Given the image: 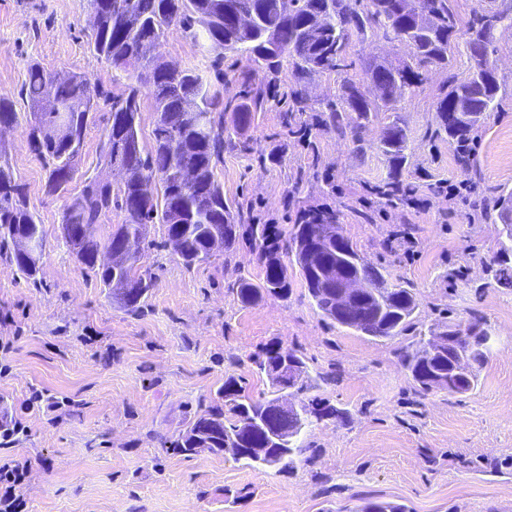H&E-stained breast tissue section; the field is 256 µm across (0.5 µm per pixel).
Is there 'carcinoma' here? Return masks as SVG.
<instances>
[{
    "label": "carcinoma",
    "instance_id": "1",
    "mask_svg": "<svg viewBox=\"0 0 512 512\" xmlns=\"http://www.w3.org/2000/svg\"><path fill=\"white\" fill-rule=\"evenodd\" d=\"M97 22L91 28L90 47L115 72L139 69L136 83L119 94H103L80 73L54 83L51 72L38 64L28 69L25 97L37 120L29 129L31 151L40 158L49 174L46 194L68 191L74 178L73 161L84 143L89 114L94 100L104 97L108 106L100 160L118 169L122 180L117 185L98 179L87 181L82 191L71 198L61 223L66 231L60 238L77 263L92 271L104 288L116 279L127 281L119 293L120 304L140 309L144 306L153 277L140 266L141 251L150 224L165 226V242L177 240L178 257L192 268L220 252L231 250L247 238L260 250L264 276L255 283L242 277L235 293L246 306L257 305L267 297H288V270L282 262L279 244L272 238L271 225L252 224L246 230L236 224L233 204L224 199V187L216 167L224 153V92L214 88L191 68L169 64L156 49L170 27L188 28L196 20L204 30L193 34L200 46L213 42L224 50L249 57L259 68L275 76L283 59L291 63L298 79L333 72L343 66L351 37L380 33L408 43L410 60L395 65L376 62L367 69V79L377 95L371 100L357 87L349 86L345 108L335 104L326 108L321 123L343 132L341 112H352L359 133L379 112L395 109L396 103L413 94L422 82L423 72L450 64L456 40L465 37L469 57L474 61L470 78L445 93L436 106L437 131L454 146L463 166L471 162V144L487 113L498 109L500 89L497 69L488 60L495 31L512 26V10H485L461 25L453 0H427L429 15L420 20L413 0H89ZM149 87L155 103V122L150 147L140 140L139 86ZM69 108L71 118L61 130V113L44 112L48 95ZM260 98L235 106L234 124L246 128ZM382 148L395 166L407 161V135L391 124L386 128ZM158 181L154 193L143 190V181ZM503 223L499 247L489 271L504 288H512V192L507 200L497 201ZM114 210L124 213L120 224L101 232L104 218ZM43 234L36 215L30 210L25 184L0 162V255L8 257L16 274L36 282L38 254ZM286 253L294 256L308 294L325 318L376 339L392 338L413 326L418 309L416 295L409 288L394 287L377 268L364 263L358 249L345 237L332 212H319L313 220L295 224L288 238ZM361 276L370 292L357 302L350 316L336 311V284L350 275ZM481 317L465 324L450 322L459 336L458 351L432 353L433 339L419 341V347L405 351L401 364L415 388L423 393L449 389L465 394L477 387L478 376L489 350L491 336ZM466 360L462 383L448 388L437 381L440 374L459 358ZM285 359L297 364V378H283L278 371ZM256 371L269 379L271 390L253 398L233 374L219 388L221 402L202 403L194 419L175 436H158L160 450L180 455H195L206 448L212 454L229 453L234 460H245L253 467L264 465L280 470L295 468L309 460L311 451L306 434L322 422L339 423L346 411L330 400L311 394L327 378L312 376L305 359L295 350L271 345L253 356ZM293 388L300 397V411L283 415L280 426L290 430L282 444H276L256 419L274 408L280 393ZM267 449L265 463L257 462L249 449ZM359 512H406L402 504L368 501Z\"/></svg>",
    "mask_w": 512,
    "mask_h": 512
}]
</instances>
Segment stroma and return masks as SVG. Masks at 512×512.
<instances>
[{"label": "stroma", "instance_id": "stroma-1", "mask_svg": "<svg viewBox=\"0 0 512 512\" xmlns=\"http://www.w3.org/2000/svg\"><path fill=\"white\" fill-rule=\"evenodd\" d=\"M88 16L87 0H0V97L18 113L0 146L27 186L44 236L37 282L19 279L0 259V341L10 345L0 351V416L26 429L24 438L0 446V465L28 466L25 512H356L368 500L408 512H512V288L485 270L503 228L495 202L512 190V27L495 34L490 58L500 105L479 128L468 169L435 133L439 97L470 74L465 48L455 49L448 67L430 70L395 112L379 113L357 144L316 125L303 137L291 133V71L282 69L273 83L245 57L199 47L193 35L201 22L172 26L158 47L164 60L223 82L226 98L246 85L265 95L243 130H235L232 113L224 115L216 172L242 224L271 220L285 235L299 212L327 208L370 264L414 289L416 330L374 339L324 319L293 264L286 298L242 305L235 282L263 275L258 249L244 239L188 269L163 247L164 226L152 225L141 264L154 286L138 312L122 308L75 263L58 226L85 179L110 176L99 159L107 107L99 105L88 124L68 194L50 196L48 172L29 148L22 87L36 62L50 72L85 74L103 90H124L125 80H114L90 49ZM348 54L345 70L306 81L312 107L342 103L345 84L366 87L373 60L403 61L410 48L354 37ZM392 120L408 137L399 180L416 189L419 202L362 204L367 186L388 181L381 139ZM462 181L475 190L455 202L438 190ZM475 313L492 337L477 388L418 394L400 353L429 338L431 326ZM270 344L302 353L311 374L331 375L317 393L348 411L347 424L313 428L310 462L281 472L220 454L159 450L157 436L183 429L225 374L242 376L252 396L269 391L249 357Z\"/></svg>", "mask_w": 512, "mask_h": 512}]
</instances>
